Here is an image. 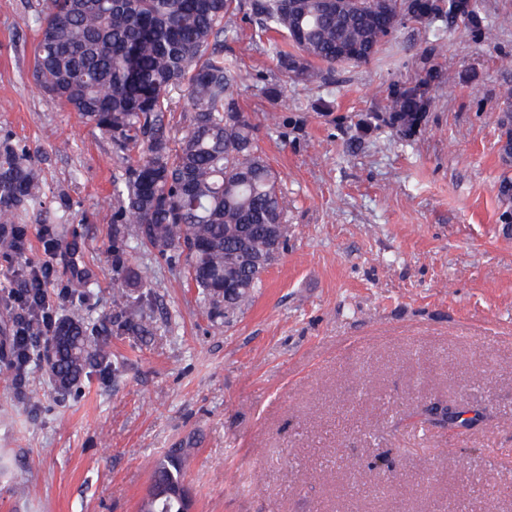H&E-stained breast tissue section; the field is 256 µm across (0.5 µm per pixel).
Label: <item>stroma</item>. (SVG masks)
<instances>
[{
  "instance_id": "1",
  "label": "stroma",
  "mask_w": 512,
  "mask_h": 512,
  "mask_svg": "<svg viewBox=\"0 0 512 512\" xmlns=\"http://www.w3.org/2000/svg\"><path fill=\"white\" fill-rule=\"evenodd\" d=\"M478 2L490 33L408 20L327 82L288 76L283 37L234 18L224 53L281 174L288 245L229 321L184 262L129 250L152 333L111 332L119 372L89 368L67 391L43 363L17 372L0 318V512H138L147 463L170 448L192 451L193 512H512V228L498 196L512 176L498 154L512 0ZM41 6L0 0V138L31 149L43 192L22 256L0 253V311L49 261L57 315L110 328L125 164L38 89ZM430 65L447 81L399 137L389 93ZM433 400L468 425L418 423Z\"/></svg>"
}]
</instances>
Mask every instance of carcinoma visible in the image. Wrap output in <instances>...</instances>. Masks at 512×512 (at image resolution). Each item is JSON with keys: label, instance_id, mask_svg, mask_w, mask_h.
<instances>
[{"label": "carcinoma", "instance_id": "carcinoma-1", "mask_svg": "<svg viewBox=\"0 0 512 512\" xmlns=\"http://www.w3.org/2000/svg\"><path fill=\"white\" fill-rule=\"evenodd\" d=\"M242 0H45L34 16L38 87L112 142L124 156H144L126 167L116 185L112 266L124 270L130 242L156 248L168 260L186 262L195 288L213 314L228 319L260 287L261 272L275 260L272 242H288L280 176L258 151L256 126L239 109L242 81L236 60L224 56L226 23ZM249 17L284 35L296 50L276 52L280 67L307 81L328 80L335 68L371 61L405 20L461 21L490 31L478 0H250ZM445 82L428 70L412 85H397L388 124L407 136L434 105L433 87ZM186 86L191 119L179 139L171 137L166 113L170 89ZM500 155L512 163V108L499 117ZM40 171L28 149L0 140V247L20 255L27 225L21 216L41 203ZM235 282L226 299L221 278ZM117 330L147 334L140 312L112 321ZM110 342L92 337L84 320L57 319L45 354L55 382L67 389L92 364L110 361ZM420 422L468 423L462 412L440 402ZM190 463L184 448H171L149 462L154 494L138 512H179L172 495Z\"/></svg>", "mask_w": 512, "mask_h": 512}]
</instances>
